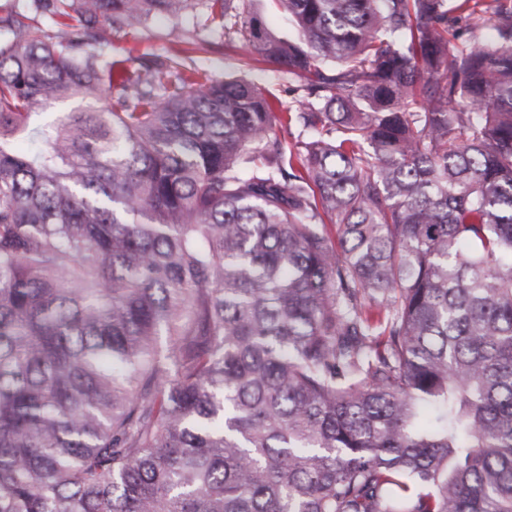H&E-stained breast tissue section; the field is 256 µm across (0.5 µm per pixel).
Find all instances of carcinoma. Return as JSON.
Segmentation results:
<instances>
[{
  "label": "carcinoma",
  "instance_id": "1",
  "mask_svg": "<svg viewBox=\"0 0 512 512\" xmlns=\"http://www.w3.org/2000/svg\"><path fill=\"white\" fill-rule=\"evenodd\" d=\"M270 2L0 14V512H512V0ZM140 53L166 54L172 50L192 48V43L208 44L207 51L192 53L196 65L215 79H224V73L234 69L241 50L224 47V33L219 27H204L195 13L184 16L176 28L165 19H158L139 33ZM68 26L57 24L55 21L51 20L48 17H40L37 20V23L34 25L37 26L43 32L50 35H65L73 38L79 37L84 42L85 49H96L99 50L101 47L96 44L93 39L86 36L83 33V30L79 28V23L75 19H69L64 21ZM253 76L265 89L272 110L281 112L283 106L292 98L288 93V79H283L272 65L266 64L259 65ZM104 106L102 101L96 102L93 100H88L83 98L82 96H75L68 100L59 102L52 109V112L47 113V117H56L61 115L63 112H79L85 111L87 109L101 110Z\"/></svg>",
  "mask_w": 512,
  "mask_h": 512
}]
</instances>
